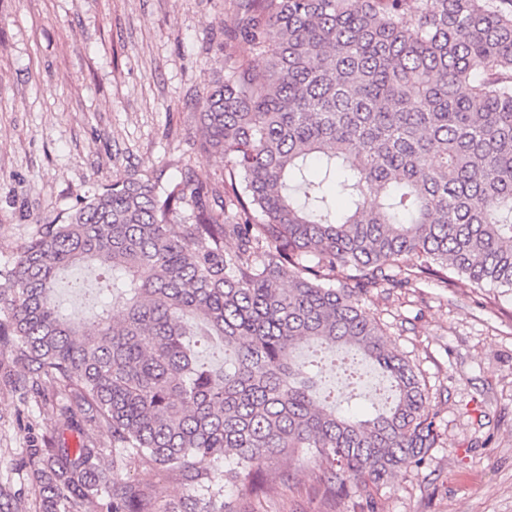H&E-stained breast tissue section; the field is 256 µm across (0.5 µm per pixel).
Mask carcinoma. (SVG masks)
<instances>
[{"mask_svg": "<svg viewBox=\"0 0 512 512\" xmlns=\"http://www.w3.org/2000/svg\"><path fill=\"white\" fill-rule=\"evenodd\" d=\"M233 8L224 80L201 96L221 184L116 174L0 269V354L55 418L28 449L36 512H151L119 477L128 463L193 486L184 512H229L228 486L268 492L281 456L318 464L335 499L382 484L436 447L435 413L361 298L450 272L512 290V0ZM240 41L264 67L236 55ZM187 203L191 220L172 223ZM409 256L419 263L393 279ZM82 265L105 289L121 273V315L62 313L59 273ZM202 342L222 344L224 367L200 362ZM304 342L354 352L348 381L356 357L377 366L389 406L316 402Z\"/></svg>", "mask_w": 512, "mask_h": 512, "instance_id": "carcinoma-1", "label": "carcinoma"}]
</instances>
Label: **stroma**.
<instances>
[{"label":"stroma","instance_id":"obj_1","mask_svg":"<svg viewBox=\"0 0 512 512\" xmlns=\"http://www.w3.org/2000/svg\"><path fill=\"white\" fill-rule=\"evenodd\" d=\"M233 18L231 0H0V268L38 225L113 175L170 188L188 168L221 182L223 163L200 147L198 100L224 74ZM97 285L91 270L65 272L57 294L66 313L89 316ZM362 304L424 381L436 448L420 468L337 500L323 496L317 467L283 457L276 468L288 479L261 502L231 489L225 501L234 512H512V291L429 280L373 291ZM16 371L0 355V512H35L27 451L53 423L10 383ZM385 387L366 362L355 385L329 372L316 395L340 402L353 391L366 409ZM122 477L157 512L194 495L163 469L131 465Z\"/></svg>","mask_w":512,"mask_h":512}]
</instances>
